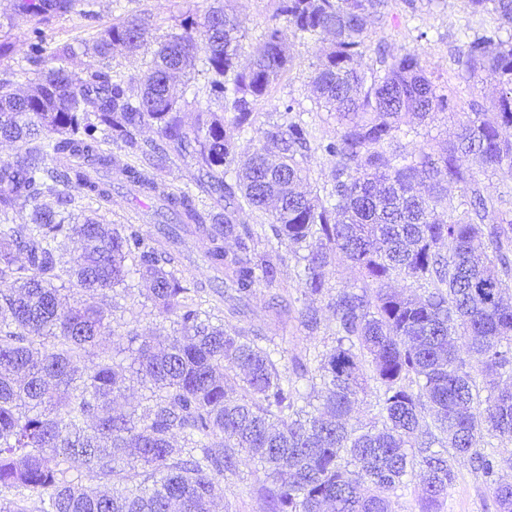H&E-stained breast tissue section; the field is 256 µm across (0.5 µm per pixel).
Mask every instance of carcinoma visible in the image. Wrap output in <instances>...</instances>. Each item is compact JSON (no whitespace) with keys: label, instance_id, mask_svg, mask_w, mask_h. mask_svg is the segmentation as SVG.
<instances>
[{"label":"carcinoma","instance_id":"cac0c4a2","mask_svg":"<svg viewBox=\"0 0 512 512\" xmlns=\"http://www.w3.org/2000/svg\"><path fill=\"white\" fill-rule=\"evenodd\" d=\"M394 0H279L261 41L241 62L245 23L222 5L182 14L134 95L129 83L92 65L79 73L55 65L24 91L0 81V140L18 155L0 163V215L32 207L28 224H0V493L27 491L40 512H210L224 474L244 454L264 465L268 512H388V495L423 471L425 506L440 512L456 482L453 458L468 456L490 484L497 512H512V475L501 473L485 437L512 443V219L498 215L469 161L512 172V0H468L479 28L458 48L470 78H489L490 105L438 89L420 58L378 47L363 69L367 24L383 22ZM74 0H15L20 14L45 20L72 11ZM492 25H486V19ZM302 39L331 37L310 76L313 102L336 119V139L313 143L312 129L292 105L269 125L248 154L240 144L256 105L289 66L280 22ZM151 17L124 18L101 30L95 55L139 50ZM207 75L209 95L224 113L199 112L188 130L189 106L170 89L172 75ZM440 112L458 132L443 147L418 154L395 149L410 134L401 117L423 123ZM154 129L157 139L143 140ZM112 144L114 153L104 149ZM333 157L331 189L296 190L316 151ZM191 155L195 185L174 190L165 173L172 156ZM135 193L159 202V227L80 224L63 216L74 192L112 202V173ZM464 193L456 203L443 183ZM55 199L56 208L39 204ZM263 210L268 224H240L243 205ZM205 241L224 287L243 303L274 284L288 247L301 263L310 296L325 294L336 255L358 268L362 285L331 297L335 346L286 363L253 334L227 324L198 301L204 288L187 280L180 233ZM78 237L79 254L65 241ZM232 242V247L225 246ZM146 283L154 315L179 335L128 336L130 363L115 360L106 309L79 293L106 295ZM400 277L424 289L403 297L388 288ZM319 329L320 309L298 311ZM464 341L471 365L454 339ZM239 369L242 394L228 392L225 370ZM150 391L137 419L112 413L126 372ZM484 375L479 385L473 371ZM376 383L382 427L351 422L367 381ZM321 387L324 408L300 390ZM180 437L182 445H174ZM139 465L141 480L112 486L121 458ZM106 487L87 491L75 464Z\"/></svg>","mask_w":512,"mask_h":512}]
</instances>
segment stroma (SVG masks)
<instances>
[{
  "label": "stroma",
  "mask_w": 512,
  "mask_h": 512,
  "mask_svg": "<svg viewBox=\"0 0 512 512\" xmlns=\"http://www.w3.org/2000/svg\"><path fill=\"white\" fill-rule=\"evenodd\" d=\"M206 0H75L71 13L42 23L38 19L16 14L14 0H0V43L11 46L8 56L0 58V80L14 86L26 87L43 69L37 61L38 51H51L56 45L68 43L75 55L68 62L70 70L79 72L91 64L86 46L92 45L97 32L112 24L116 18L148 14L155 24V36L172 32L175 19L187 9H205ZM415 18L403 15L401 0H395L392 17L386 23L373 26L367 40L368 49L361 63L371 65L377 44H385L389 53L399 56L416 53L431 78L441 86L456 91L461 102H469L474 95L492 99L495 89L491 83L473 88L456 62L461 43L459 29L469 13L467 0H420ZM281 37L291 57L289 68L275 82L270 95L257 108L253 129L243 141L244 147L257 144L268 123L281 120L284 108L290 103L310 106L312 93L310 76L321 53V44L296 37L289 27H282ZM156 203L130 192L120 177L112 179V203L103 217L109 224H138L148 233L155 232L152 213ZM130 295L104 297L103 302L112 311L110 328L113 332L112 352L116 359L126 357L128 332H154L159 336H173L177 326L172 321H159L145 305V287L139 277L129 281ZM284 296L294 308L308 304L297 278L295 259H288L281 268L279 280L270 286L256 288L240 314H232V299L218 302L219 317L229 318L231 324L245 329L261 330L271 344L285 356L302 354L309 350L325 352L334 344V316L324 310L323 324L316 335H308L297 319L280 320L271 311L274 297ZM458 478L449 488L441 512H496L492 490L482 474L469 459L458 460ZM266 475L256 461L242 459L235 473L225 474L217 491L212 512H267L260 489Z\"/></svg>",
  "instance_id": "obj_1"
}]
</instances>
